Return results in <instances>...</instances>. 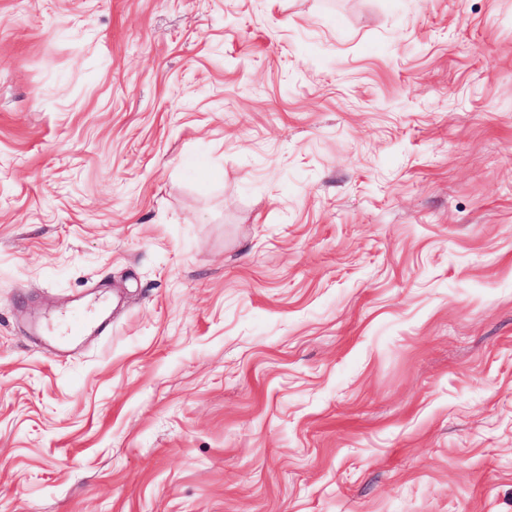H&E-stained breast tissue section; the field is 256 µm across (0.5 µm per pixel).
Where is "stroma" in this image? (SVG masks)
<instances>
[{
	"label": "stroma",
	"mask_w": 512,
	"mask_h": 512,
	"mask_svg": "<svg viewBox=\"0 0 512 512\" xmlns=\"http://www.w3.org/2000/svg\"><path fill=\"white\" fill-rule=\"evenodd\" d=\"M0 512H512V0H0ZM101 296L79 303L76 311L68 315L63 331L59 334L51 332L46 334L47 337L59 345H68L91 333L103 332L109 326L103 317L108 304Z\"/></svg>",
	"instance_id": "35a3bbf8"
}]
</instances>
